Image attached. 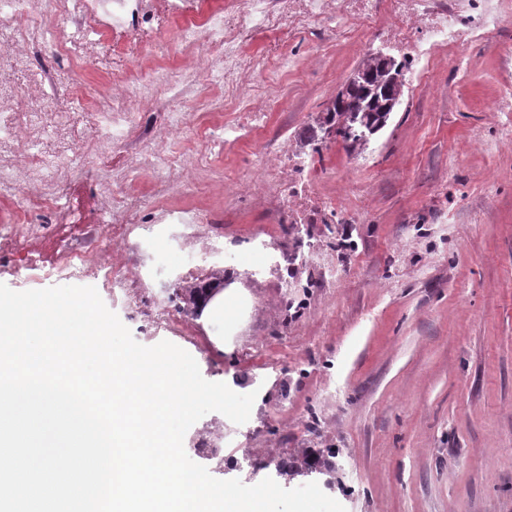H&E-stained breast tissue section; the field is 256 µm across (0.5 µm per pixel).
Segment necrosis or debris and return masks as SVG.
Wrapping results in <instances>:
<instances>
[{
  "label": "necrosis or debris",
  "instance_id": "4bbe7bcc",
  "mask_svg": "<svg viewBox=\"0 0 512 512\" xmlns=\"http://www.w3.org/2000/svg\"><path fill=\"white\" fill-rule=\"evenodd\" d=\"M504 22L500 0H220L203 9L200 0H0V58L15 61L51 53L66 61L65 69H42L37 105L25 107L28 81L0 78V93L13 105L0 108V185L9 186V221L0 237L18 235L25 242L44 239L48 227L37 216L56 215L61 207L57 188L78 164H92L116 143L135 136L146 108L177 100L188 76H201L213 95L203 96L199 114L167 112L162 134L148 150L137 153L136 164L155 182L175 188L186 182L199 163L215 149L234 142L249 143L277 107L275 97L256 92V78L277 65L291 70L300 65L296 55L269 48H251L252 35L264 30L271 39L284 32H305L314 39L329 32L351 38L367 34L371 42L396 51L407 83L425 76L446 51L473 45L498 31ZM176 31L180 64L164 84H156L153 70L139 59L161 29ZM112 51L110 106L99 104L77 73L92 61L93 46ZM69 80L72 105L59 107L55 90ZM241 104L233 120L218 121L221 102ZM89 126L90 139L62 142L60 136L77 123ZM202 124L203 151H176L173 139ZM323 154L319 143L307 149L278 148L261 169L262 184L275 185L271 199L278 224H332L337 217L334 199L315 192L313 170ZM102 213L111 217L108 238L131 241L143 261L135 276L125 266L107 264L87 247L63 246L46 261L30 255L16 259V268L29 279H94L113 303L142 319L146 334L183 333L173 303L157 305L147 295L153 271L146 259L157 241L191 246L195 262L182 272V282L199 278L206 263L224 251L222 235L206 231L211 218L195 207H166L164 222L140 224L130 211V197L104 185Z\"/></svg>",
  "mask_w": 512,
  "mask_h": 512
}]
</instances>
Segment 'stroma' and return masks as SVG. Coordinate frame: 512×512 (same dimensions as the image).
<instances>
[{"instance_id":"35a3bbf8","label":"stroma","mask_w":512,"mask_h":512,"mask_svg":"<svg viewBox=\"0 0 512 512\" xmlns=\"http://www.w3.org/2000/svg\"><path fill=\"white\" fill-rule=\"evenodd\" d=\"M310 67L258 76L277 99L248 145H230L169 189L117 146L74 166L53 225L106 224L102 176L125 172L136 198L198 207L219 219L217 270L229 289L224 351L195 312L171 341L240 394L255 393L253 433L211 449L221 479L254 485L280 460L334 451L337 485L313 481L346 512H512V16L488 41L443 54L365 153L331 138L315 171L339 224L309 225L311 259L265 268L250 238L294 251L258 189L265 150L305 133L353 76L366 39L283 36Z\"/></svg>"}]
</instances>
